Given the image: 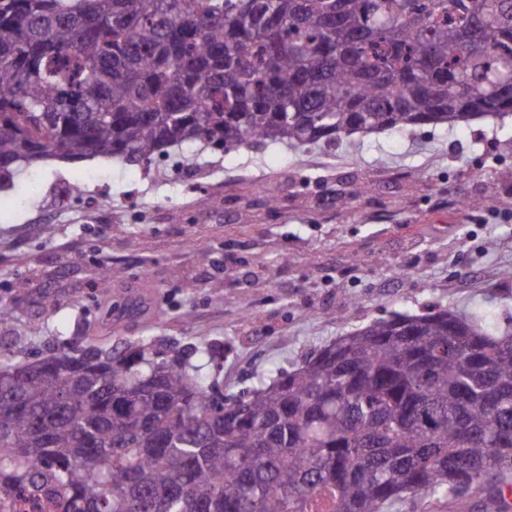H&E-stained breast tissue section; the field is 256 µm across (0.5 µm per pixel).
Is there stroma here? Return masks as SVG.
I'll return each mask as SVG.
<instances>
[{
    "instance_id": "obj_1",
    "label": "stroma",
    "mask_w": 512,
    "mask_h": 512,
    "mask_svg": "<svg viewBox=\"0 0 512 512\" xmlns=\"http://www.w3.org/2000/svg\"><path fill=\"white\" fill-rule=\"evenodd\" d=\"M73 183L86 199L68 200ZM468 197L487 204L463 208ZM505 269L512 116L295 150H196L146 174L118 159H54L0 191V300L12 307L0 363L146 338L163 357L220 352L218 385L238 392L397 312H478L503 333Z\"/></svg>"
}]
</instances>
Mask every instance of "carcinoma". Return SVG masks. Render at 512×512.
Here are the masks:
<instances>
[{"instance_id": "1", "label": "carcinoma", "mask_w": 512, "mask_h": 512, "mask_svg": "<svg viewBox=\"0 0 512 512\" xmlns=\"http://www.w3.org/2000/svg\"><path fill=\"white\" fill-rule=\"evenodd\" d=\"M512 115V0H0V188L118 158ZM64 512H474L512 488V336L373 321L218 396L188 356L0 369V497ZM1 512H61L57 499L45 496L34 495L26 500L16 496L3 497L0 499Z\"/></svg>"}]
</instances>
